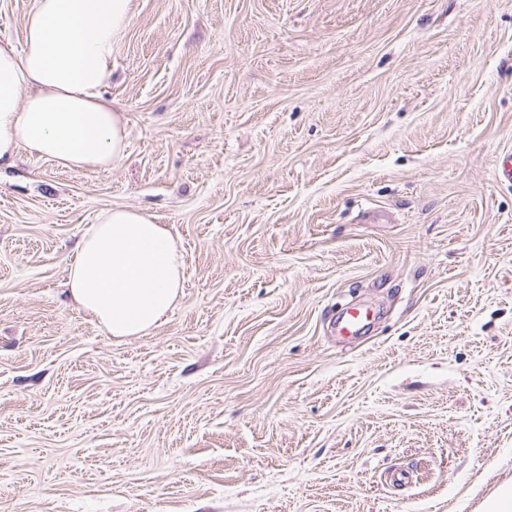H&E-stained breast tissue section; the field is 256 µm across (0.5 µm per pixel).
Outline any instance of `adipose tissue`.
Here are the masks:
<instances>
[{
	"mask_svg": "<svg viewBox=\"0 0 512 512\" xmlns=\"http://www.w3.org/2000/svg\"><path fill=\"white\" fill-rule=\"evenodd\" d=\"M132 0H33L24 47L0 44V165L19 149L73 170H105L127 122L101 92ZM184 258L170 228L135 208L102 211L68 261V293L104 331L139 336L175 306Z\"/></svg>",
	"mask_w": 512,
	"mask_h": 512,
	"instance_id": "ef3b65f1",
	"label": "adipose tissue"
}]
</instances>
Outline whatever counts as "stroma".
I'll return each instance as SVG.
<instances>
[{
	"mask_svg": "<svg viewBox=\"0 0 512 512\" xmlns=\"http://www.w3.org/2000/svg\"><path fill=\"white\" fill-rule=\"evenodd\" d=\"M112 69L111 169L0 167V512H480L512 481V0H133ZM117 206L185 261L123 339L66 293ZM375 315L369 309L361 307L347 308L336 322L337 336H361L374 321Z\"/></svg>",
	"mask_w": 512,
	"mask_h": 512,
	"instance_id": "1",
	"label": "stroma"
}]
</instances>
